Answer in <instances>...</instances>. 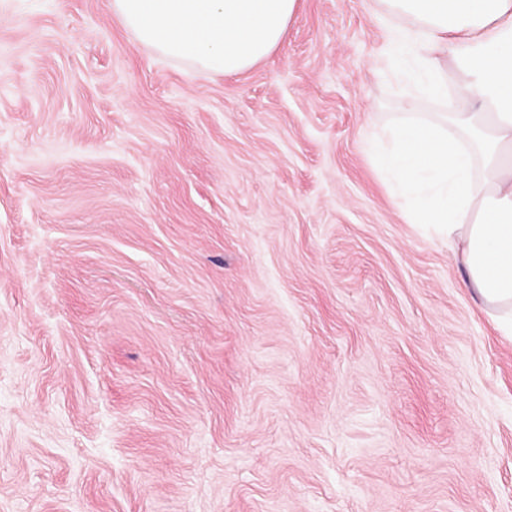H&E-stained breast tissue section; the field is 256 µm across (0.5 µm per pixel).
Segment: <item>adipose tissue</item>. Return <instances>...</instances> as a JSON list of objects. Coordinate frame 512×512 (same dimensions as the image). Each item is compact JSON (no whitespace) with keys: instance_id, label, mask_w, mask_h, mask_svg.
Returning a JSON list of instances; mask_svg holds the SVG:
<instances>
[{"instance_id":"adipose-tissue-1","label":"adipose tissue","mask_w":512,"mask_h":512,"mask_svg":"<svg viewBox=\"0 0 512 512\" xmlns=\"http://www.w3.org/2000/svg\"><path fill=\"white\" fill-rule=\"evenodd\" d=\"M387 64L426 77L446 112L382 136L409 223L447 242L469 288L512 335V0H378Z\"/></svg>"}]
</instances>
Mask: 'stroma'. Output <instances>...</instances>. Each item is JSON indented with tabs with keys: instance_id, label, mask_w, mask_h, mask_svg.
<instances>
[{
	"instance_id": "stroma-1",
	"label": "stroma",
	"mask_w": 512,
	"mask_h": 512,
	"mask_svg": "<svg viewBox=\"0 0 512 512\" xmlns=\"http://www.w3.org/2000/svg\"><path fill=\"white\" fill-rule=\"evenodd\" d=\"M371 0L247 70L0 0V512H512V335L407 223Z\"/></svg>"
}]
</instances>
